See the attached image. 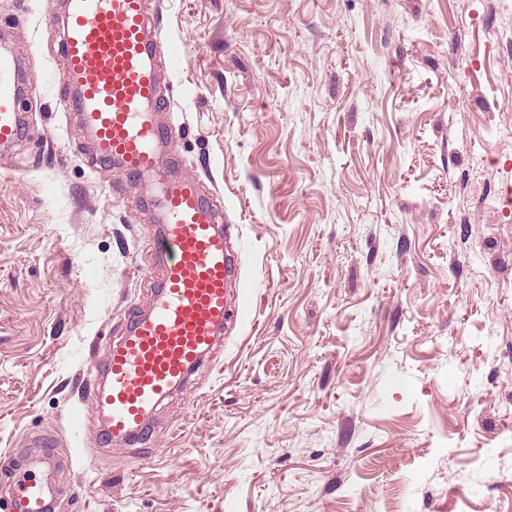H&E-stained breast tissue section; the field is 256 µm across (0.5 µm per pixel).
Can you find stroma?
<instances>
[{
  "label": "stroma",
  "instance_id": "obj_1",
  "mask_svg": "<svg viewBox=\"0 0 512 512\" xmlns=\"http://www.w3.org/2000/svg\"><path fill=\"white\" fill-rule=\"evenodd\" d=\"M146 2L171 169L216 194L253 311L141 444L104 445L85 385L150 306L159 226L61 109L65 0H0L37 77L0 160V487H65L52 512H512V0Z\"/></svg>",
  "mask_w": 512,
  "mask_h": 512
}]
</instances>
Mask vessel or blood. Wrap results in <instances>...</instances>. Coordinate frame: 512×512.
<instances>
[{
  "label": "vessel or blood",
  "instance_id": "b4317fda",
  "mask_svg": "<svg viewBox=\"0 0 512 512\" xmlns=\"http://www.w3.org/2000/svg\"><path fill=\"white\" fill-rule=\"evenodd\" d=\"M145 0H67L61 48L65 103L80 114L98 165L118 164L134 187L149 189L163 225L156 243L163 280L147 314L133 315L114 339L93 391L108 445L129 446L147 433L158 406L187 387L218 345L237 278V259L216 212L192 177H171L161 149L173 146L169 128L154 119L160 94L157 47ZM13 52H0V153L11 154L23 136L16 109L21 68ZM59 491L32 481L12 490V512H48Z\"/></svg>",
  "mask_w": 512,
  "mask_h": 512
}]
</instances>
